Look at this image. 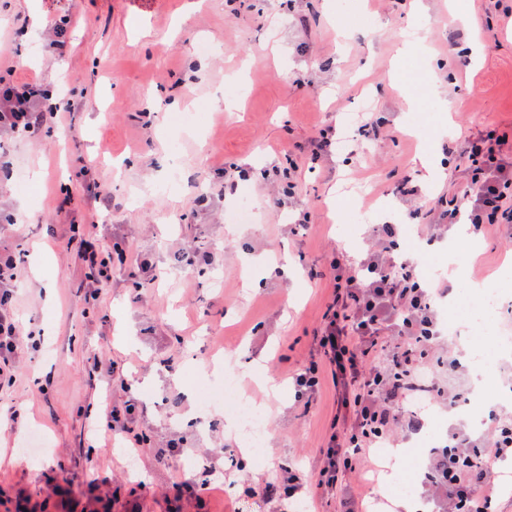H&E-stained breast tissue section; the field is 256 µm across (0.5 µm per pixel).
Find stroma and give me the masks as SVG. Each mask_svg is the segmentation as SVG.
Instances as JSON below:
<instances>
[{
  "label": "stroma",
  "instance_id": "stroma-1",
  "mask_svg": "<svg viewBox=\"0 0 512 512\" xmlns=\"http://www.w3.org/2000/svg\"><path fill=\"white\" fill-rule=\"evenodd\" d=\"M0 0V54L42 91L69 95L73 110L32 138L0 131L8 149L0 166V245L21 247L17 306L23 323L15 384L0 406L16 410L18 427L0 433V512H283L252 498L249 479L270 478L289 464L315 478L319 450L336 414V386L324 375L311 407L294 396L291 377L322 360L314 341L332 286L334 253L357 263L374 224L404 222L434 207L468 177L467 137L495 126L512 154V0H466L480 23L478 58L470 34L448 0ZM64 21L70 44L58 56L48 20ZM421 25L424 46L406 47ZM215 50L199 54L198 42ZM195 123L181 125L180 114ZM385 131L361 162L351 139L363 113ZM326 133L331 146L312 158L309 143ZM436 153L445 174L419 185L410 200L395 185L415 178L422 149ZM92 165L83 172L81 161ZM299 165L293 198L276 201L273 166ZM244 171L232 193L212 184ZM252 209L238 223L236 206ZM311 214L305 235L294 232L297 209ZM92 228L110 250L152 260L160 277L136 288L126 271L91 305L77 259L81 234ZM448 238L409 229L401 259L418 263L432 281L448 262ZM461 267L468 279L500 291L512 324V225L479 235ZM200 244L211 264L184 267L179 248ZM297 264L295 278L266 277L251 294L242 280L255 263ZM469 295L438 304L456 359L436 374L462 402L430 405L423 432L397 434L370 452L364 474L345 483L362 491L369 512H402V480L420 479L424 450L452 433L474 432L489 416L512 418V403L481 404L470 377L473 343L492 348L496 332L464 320ZM102 355L111 372L91 373ZM266 415V460L245 461L219 411L199 397L225 371ZM135 397L146 412L139 426L150 444L127 459L124 448L95 426L103 400ZM183 439L168 466L154 455ZM38 462L21 455L28 441ZM211 466L207 489L175 496L174 484L197 481ZM67 469L68 485L56 475Z\"/></svg>",
  "mask_w": 512,
  "mask_h": 512
}]
</instances>
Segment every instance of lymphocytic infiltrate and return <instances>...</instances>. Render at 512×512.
Masks as SVG:
<instances>
[{"mask_svg": "<svg viewBox=\"0 0 512 512\" xmlns=\"http://www.w3.org/2000/svg\"><path fill=\"white\" fill-rule=\"evenodd\" d=\"M0 80V129L15 136L33 135L58 113L69 111V100L46 109L36 107L39 88L35 78ZM506 134L492 130L473 139L468 151L467 184L442 209L432 224L436 235L447 234L461 216H468L475 233L494 224H512V158L503 147ZM396 224L375 225L372 245L352 269L343 258H334L329 275L334 298L324 315L315 341L328 362L339 389L336 415L325 446L322 465L311 496L334 495L344 476L354 472L366 451L379 440L391 438L394 429L417 434L422 417L409 406L419 393L431 400L456 404L436 378H426L431 356L442 347L435 297L447 294L423 287L413 264L396 262ZM78 259L86 269L85 299H97L112 278L115 267L131 266L132 278L157 280L148 261H129L121 246L102 252L85 243ZM18 260L0 252V377L10 372L18 352L19 321L12 303L18 281ZM140 412L135 399L108 407L101 425L104 436L119 435L129 447H144L145 431L139 430ZM427 465L421 487L426 502L439 512H493L498 484L494 465L512 457V425L499 422L488 443L453 434L448 444L426 451Z\"/></svg>", "mask_w": 512, "mask_h": 512, "instance_id": "obj_1", "label": "lymphocytic infiltrate"}]
</instances>
